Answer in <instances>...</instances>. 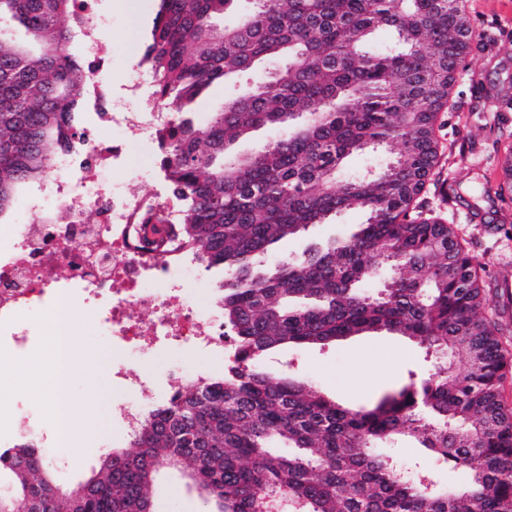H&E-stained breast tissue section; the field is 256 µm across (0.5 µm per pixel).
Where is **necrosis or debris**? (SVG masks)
Instances as JSON below:
<instances>
[{"instance_id": "1", "label": "necrosis or debris", "mask_w": 512, "mask_h": 512, "mask_svg": "<svg viewBox=\"0 0 512 512\" xmlns=\"http://www.w3.org/2000/svg\"><path fill=\"white\" fill-rule=\"evenodd\" d=\"M93 2L77 0L78 45L90 70L85 107L103 121L150 131L167 115L156 104L147 112L118 111L105 78L110 20L95 13ZM122 156L121 144L85 134L79 146L57 155L47 179L46 203L30 201L38 220L0 225V337L12 349L22 350L32 340L34 324L54 327L63 338L57 370L64 375L71 370L72 325L81 320L86 306L102 310L104 336L127 352L113 376L130 397L120 420L129 431L155 399L150 379L133 366L137 358L161 342L220 352L225 341L223 326L187 304V268L167 253L140 248L139 214L152 210L169 217L172 208L161 197L144 195L136 180L99 182L98 170L115 166ZM58 266L66 269L64 282L74 299L64 309L54 306L47 280L48 272ZM137 305L151 306L154 319L132 320L129 310Z\"/></svg>"}]
</instances>
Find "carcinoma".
I'll return each mask as SVG.
<instances>
[{
	"label": "carcinoma",
	"instance_id": "1",
	"mask_svg": "<svg viewBox=\"0 0 512 512\" xmlns=\"http://www.w3.org/2000/svg\"><path fill=\"white\" fill-rule=\"evenodd\" d=\"M160 0L141 65L168 121L157 132L176 223L149 215L161 241L217 268L231 353L224 375L182 386L89 478L63 489L51 456L23 438L0 448V512H150L156 473L184 466L206 512H512V413L500 385L502 323L487 315L472 256L417 200L438 164V113L470 49L466 0ZM74 0H0V217L51 173L80 134L89 73L72 50ZM379 27L394 41L369 49ZM269 68L204 125L194 103L215 81ZM512 112V88L486 92ZM261 127L279 139L234 145ZM397 147L376 171H347L367 149ZM357 206L358 232L269 265L275 243ZM382 287L367 288L376 264ZM386 330L436 360L429 378L351 409L306 380L258 366L289 345ZM465 361L459 372L448 354ZM414 445L427 466L387 452ZM466 473L460 484L445 470ZM278 131L269 128H260L252 134V136L244 141L239 142L234 152L238 154H250L262 149L269 141L278 136Z\"/></svg>",
	"mask_w": 512,
	"mask_h": 512
}]
</instances>
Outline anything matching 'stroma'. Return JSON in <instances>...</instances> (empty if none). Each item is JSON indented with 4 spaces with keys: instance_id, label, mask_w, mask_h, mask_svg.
Listing matches in <instances>:
<instances>
[{
    "instance_id": "35a3bbf8",
    "label": "stroma",
    "mask_w": 512,
    "mask_h": 512,
    "mask_svg": "<svg viewBox=\"0 0 512 512\" xmlns=\"http://www.w3.org/2000/svg\"><path fill=\"white\" fill-rule=\"evenodd\" d=\"M473 27L472 49L459 66L452 89L453 106L440 113L438 131L440 159L418 198L425 213L451 224L456 237L473 256L486 284L489 305L500 297L497 283L512 276V198L496 193L499 161L512 147V112L486 109V88L512 79V0H467ZM99 13L112 19V65L109 79L114 98L127 95V85L139 71V61L150 37L158 0H96ZM126 154L116 167L103 169V182L148 174L147 190H164L159 174L160 153L155 138L148 134L125 135ZM366 216L358 209L343 211L327 223L318 224L301 237L280 242L271 259L300 254L309 243L344 238L357 231ZM188 295L199 312L219 314L216 284L223 274L199 263L189 264ZM76 369L96 361L100 368V395L96 407L87 403V386L75 377L63 397L72 420L92 411L98 431L82 455L62 449L54 458L56 476L72 485L96 469L112 448L129 445V435L118 424L128 396L116 389L112 366L123 355L103 336L96 320L87 318L72 336ZM54 354L47 336L36 338L25 354L26 367L17 371L16 358L0 355V413L17 409L32 411L42 424L56 420L55 374L50 360ZM178 361L189 373L220 375L224 357L185 348L159 347L143 357L140 365L148 374L158 396L166 394V369ZM261 368L270 376L287 374L308 379L329 398L354 407L375 405L385 394L408 383L410 375L425 377L434 370L424 350L413 340L387 332H370L325 346L303 345L280 349L264 357ZM156 512H201L196 491L175 470L161 471L154 484Z\"/></svg>"
}]
</instances>
